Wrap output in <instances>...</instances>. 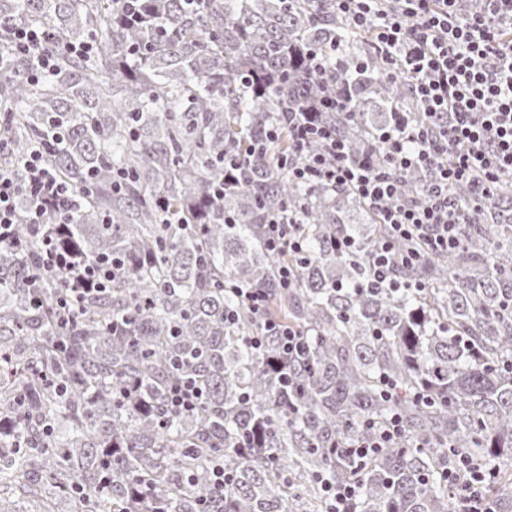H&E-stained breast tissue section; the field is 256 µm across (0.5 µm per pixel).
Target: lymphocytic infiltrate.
Here are the masks:
<instances>
[{
  "label": "lymphocytic infiltrate",
  "mask_w": 512,
  "mask_h": 512,
  "mask_svg": "<svg viewBox=\"0 0 512 512\" xmlns=\"http://www.w3.org/2000/svg\"><path fill=\"white\" fill-rule=\"evenodd\" d=\"M329 2L352 29L370 33L366 65H380L385 77L403 82L410 103L394 106L389 124L378 130L377 156L352 161L347 143L315 118L319 111L345 109L347 97L336 87L325 52L314 53L311 73L322 95L315 111L294 112L288 119L295 150L288 176L349 191L385 225L387 236L370 259L376 281L383 283L396 270L461 247L470 217L452 197L456 185H468L477 200L489 201L512 178V0H475L467 12L458 9V0ZM47 41L41 28L18 24L10 30L11 45L30 60L36 77L53 67ZM314 142L322 144V151L309 152ZM408 172L423 177L421 193L413 198L402 190L401 178ZM23 190L36 203L33 226L64 222L71 210L73 191L45 165L39 150H31L18 170L0 172V240L12 234ZM413 239L417 249L395 253L396 241ZM43 245L42 270L68 272L72 281L60 311L61 318H70L81 295L108 287L112 266L76 260L49 239ZM244 299L262 323L254 345L263 346L270 335L282 356L302 358L304 337L269 318L264 291H247ZM401 436V421L394 416L371 440L344 445L342 454L358 465L393 447ZM497 475L496 468L454 459L448 481L461 485L456 512H492L487 489Z\"/></svg>",
  "instance_id": "f902f5d3"
}]
</instances>
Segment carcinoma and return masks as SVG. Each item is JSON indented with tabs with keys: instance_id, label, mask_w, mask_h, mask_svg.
Returning <instances> with one entry per match:
<instances>
[{
	"instance_id": "1",
	"label": "carcinoma",
	"mask_w": 512,
	"mask_h": 512,
	"mask_svg": "<svg viewBox=\"0 0 512 512\" xmlns=\"http://www.w3.org/2000/svg\"><path fill=\"white\" fill-rule=\"evenodd\" d=\"M124 3L0 0V39L37 24L55 59L37 81L24 57L0 60V169L40 147L78 195L73 223L46 226L53 243L120 260L61 321L69 277L41 274L19 195L14 240L0 243V385H13L0 394V512L21 499L38 512H327L328 482L358 485L357 512H454L449 450L512 461L509 190L457 251L400 273L424 287L373 286L383 225L346 190L288 181L282 112L321 94L304 50L339 45L347 112L320 120L361 161L382 126L364 103L386 112L404 84L357 72L364 47L318 0H140L137 25ZM81 42L95 54L67 52ZM276 214L297 220L301 252L265 247ZM240 288L266 291L306 359L251 345L259 321ZM180 376L203 396L178 416L165 394ZM394 414L404 438L361 467L328 452ZM511 484L502 473L492 487L497 512H512Z\"/></svg>"
}]
</instances>
